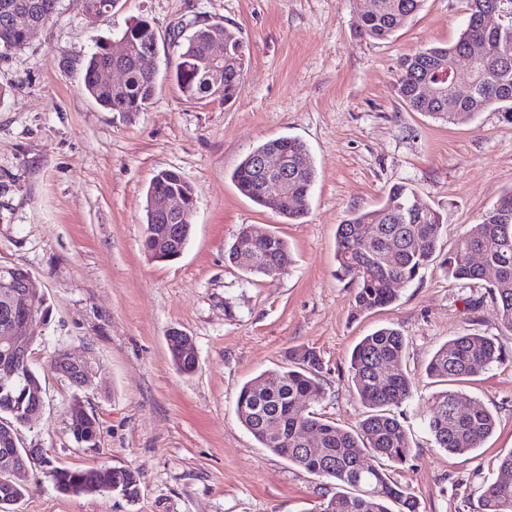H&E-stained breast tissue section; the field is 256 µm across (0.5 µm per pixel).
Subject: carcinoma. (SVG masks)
<instances>
[{
    "label": "carcinoma",
    "instance_id": "cac0c4a2",
    "mask_svg": "<svg viewBox=\"0 0 512 512\" xmlns=\"http://www.w3.org/2000/svg\"><path fill=\"white\" fill-rule=\"evenodd\" d=\"M493 0H467L469 22L458 39L445 46H429L403 56L400 61L398 93L416 112L448 122L471 116L490 107L512 112V23L502 29H487L479 17ZM60 0H0V49L27 40L24 27L11 25L5 16L24 8L30 23L40 29L49 26ZM423 0H377V8L361 15L359 34L373 40H386L422 7ZM129 48L123 62V84L117 89L103 85L99 75L115 63L109 45L98 47L83 64V91L107 112L131 114L146 110L153 99L159 71L139 65L143 52L158 45L151 22L138 19L122 30ZM210 26H198L175 43L166 59V73L182 96L189 100L213 95L204 77L208 69ZM472 44L484 50L482 74L468 98L448 111V64L468 51ZM227 54L247 64L246 49L238 34L224 32ZM238 68L224 69V102L231 101L242 80ZM278 151L288 167V192L279 213L293 224L307 213V201L315 180V166L306 145L293 137H279L255 147L233 170L231 178L243 195L257 205L265 204L271 185L265 174L253 167L260 154ZM164 189L176 191L189 200L181 218L182 239L192 232L191 217L196 197L191 184L175 170L168 171ZM254 246L260 259L253 270L268 274L270 268H286L291 263L288 242L263 224L253 225ZM444 224L441 214L421 202L406 184L393 185L381 206L351 212L336 229V262L339 272L354 280L355 309L369 311L386 307L396 300L390 281L410 282L431 265L440 252ZM399 251L389 256L391 244ZM480 252L484 265L470 263L469 253ZM441 266L448 278L464 284L484 281L490 303L502 325L512 331V191L505 193L491 208L467 228ZM183 332L172 330L167 344L179 372L191 374L195 356L183 351ZM406 348L405 337L393 325L378 328L353 349L350 374L353 390L368 414L355 431H347L313 411L301 414L295 401L317 404L323 388L319 374L322 360L311 349L288 351L287 363L263 373L240 389L236 414L242 426L261 447L282 456L289 463L333 482V492L319 505V512H418L415 498L379 466L385 459L403 465L412 456L408 432L396 415L414 394L412 381L400 368ZM512 359L506 348L476 333H461L449 339L433 355L426 371L447 385L431 398L424 428L435 447L450 455H464L482 447L495 428L496 420L487 409L469 400L466 393L450 388L494 365ZM23 384L17 390H0V420L18 421L21 411L35 404L34 391L42 387L41 376L27 362L19 366ZM320 436V445L309 449L304 438ZM99 426L95 417L71 432L80 447L97 445ZM47 477L63 494H104L118 492L128 498L138 494L140 476L130 470L103 467L71 469L51 465ZM29 469L17 463L10 445L0 437V501L16 502L28 492ZM483 512H512V479L496 478L484 486Z\"/></svg>",
    "mask_w": 512,
    "mask_h": 512
}]
</instances>
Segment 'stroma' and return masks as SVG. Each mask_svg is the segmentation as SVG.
<instances>
[{
    "mask_svg": "<svg viewBox=\"0 0 512 512\" xmlns=\"http://www.w3.org/2000/svg\"><path fill=\"white\" fill-rule=\"evenodd\" d=\"M360 15V0H117L94 21L83 0H61L48 29L0 56V264L29 269L52 307L32 354L46 407L17 429L37 480L12 512H318L331 484L260 446L237 418L239 390L289 349L311 348L323 361L315 412L356 429L365 409L350 354L388 323L406 339L402 368L416 392L405 408L413 457L386 470L419 512H482L483 487L512 452V361L461 383L497 422L483 448L464 455L433 447L421 427L442 389L426 367L460 332L510 350L512 332L483 283L449 280L437 263L397 284L390 306L356 311V286L338 271L336 228L404 183L441 212V245L452 249L512 191V114L490 108L448 124L398 94L401 58L456 40L468 22L465 0H424L385 41L359 37ZM141 17L163 56L181 24L212 20L237 31L249 63L236 97L187 101L165 81L145 111L101 110L81 90V63ZM280 136L303 141L316 169L295 224L231 179L249 152ZM163 170L180 171L197 202L181 257L152 262L144 207ZM246 224L287 241L288 271L253 275L227 261ZM173 329L194 340L192 375L170 359ZM60 347L91 362L92 385L74 387L51 370ZM76 397L99 423L96 447L71 438L66 406ZM44 457L133 471L139 494H60Z\"/></svg>",
    "mask_w": 512,
    "mask_h": 512,
    "instance_id": "obj_1",
    "label": "stroma"
}]
</instances>
